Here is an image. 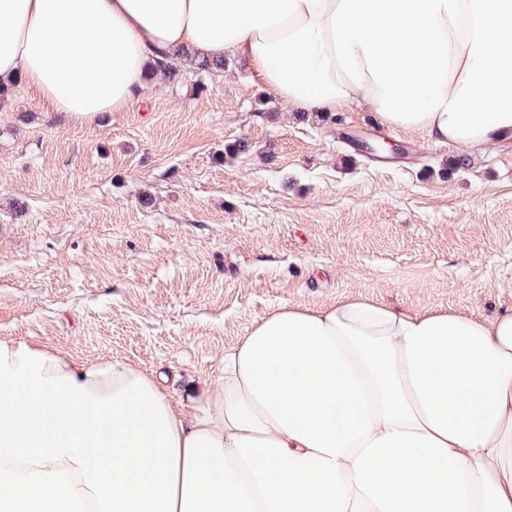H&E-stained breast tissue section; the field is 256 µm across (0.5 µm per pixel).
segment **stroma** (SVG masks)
I'll return each instance as SVG.
<instances>
[{"label": "stroma", "mask_w": 512, "mask_h": 512, "mask_svg": "<svg viewBox=\"0 0 512 512\" xmlns=\"http://www.w3.org/2000/svg\"><path fill=\"white\" fill-rule=\"evenodd\" d=\"M198 81H154L90 120L22 83L0 104V336L163 372L187 404L277 308H512V139L448 146L361 106L289 111L230 54Z\"/></svg>", "instance_id": "1"}]
</instances>
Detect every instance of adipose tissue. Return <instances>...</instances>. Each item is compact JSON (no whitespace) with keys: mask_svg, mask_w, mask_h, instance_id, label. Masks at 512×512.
Segmentation results:
<instances>
[{"mask_svg":"<svg viewBox=\"0 0 512 512\" xmlns=\"http://www.w3.org/2000/svg\"><path fill=\"white\" fill-rule=\"evenodd\" d=\"M185 48L291 108L512 133V0H0V79L69 116L124 111ZM0 512H512V309L283 307L187 409L127 361L1 336Z\"/></svg>","mask_w":512,"mask_h":512,"instance_id":"1","label":"adipose tissue"}]
</instances>
